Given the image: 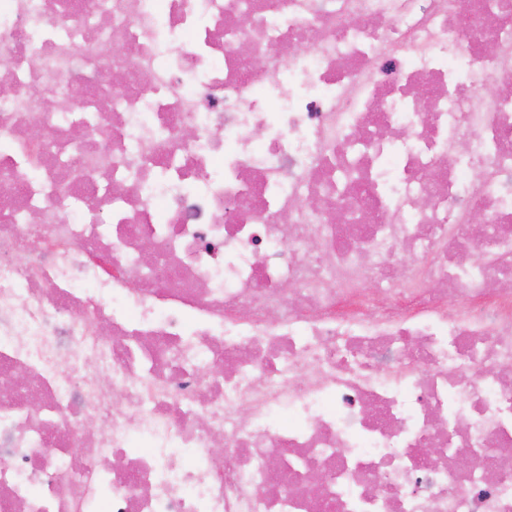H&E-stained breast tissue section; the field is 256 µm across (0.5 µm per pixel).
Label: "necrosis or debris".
<instances>
[{
	"label": "necrosis or debris",
	"instance_id": "obj_1",
	"mask_svg": "<svg viewBox=\"0 0 512 512\" xmlns=\"http://www.w3.org/2000/svg\"><path fill=\"white\" fill-rule=\"evenodd\" d=\"M1 66L0 512H512V0H0Z\"/></svg>",
	"mask_w": 512,
	"mask_h": 512
}]
</instances>
